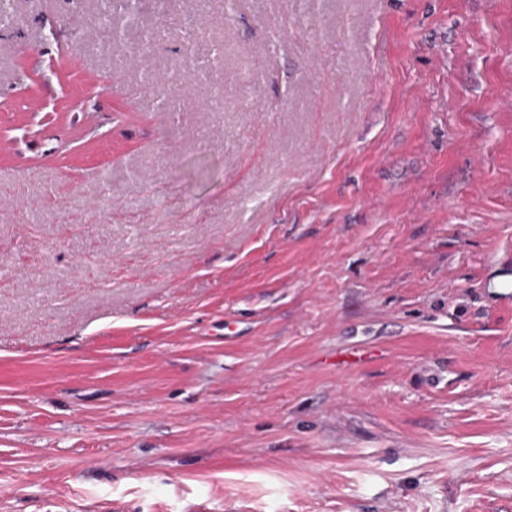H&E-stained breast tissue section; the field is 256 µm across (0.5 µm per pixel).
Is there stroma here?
Listing matches in <instances>:
<instances>
[{"label": "stroma", "instance_id": "1", "mask_svg": "<svg viewBox=\"0 0 512 512\" xmlns=\"http://www.w3.org/2000/svg\"><path fill=\"white\" fill-rule=\"evenodd\" d=\"M113 2L0 24V512H512V0Z\"/></svg>", "mask_w": 512, "mask_h": 512}]
</instances>
